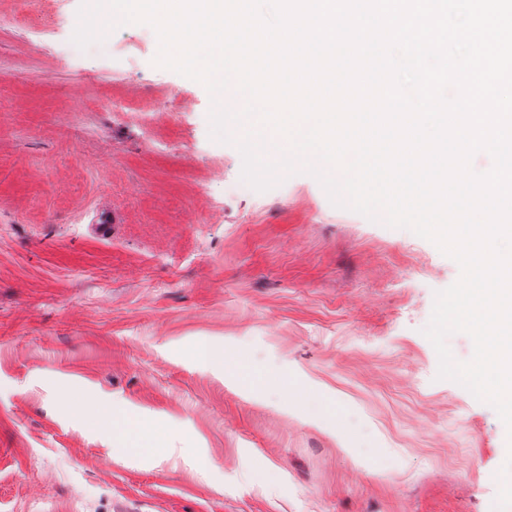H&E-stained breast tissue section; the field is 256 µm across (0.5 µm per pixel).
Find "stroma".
Here are the masks:
<instances>
[{
	"mask_svg": "<svg viewBox=\"0 0 512 512\" xmlns=\"http://www.w3.org/2000/svg\"><path fill=\"white\" fill-rule=\"evenodd\" d=\"M44 2L0 0V512H494L511 434L423 333L458 264L310 174L252 189L150 26L82 49L81 0L14 23ZM86 389L154 448L78 420ZM197 356L205 364L214 365L216 369L224 371L227 374L238 376L245 386H248V380L243 372L246 370L245 362L236 356H223L216 354L210 344L201 342L196 345Z\"/></svg>",
	"mask_w": 512,
	"mask_h": 512,
	"instance_id": "35a3bbf8",
	"label": "stroma"
}]
</instances>
